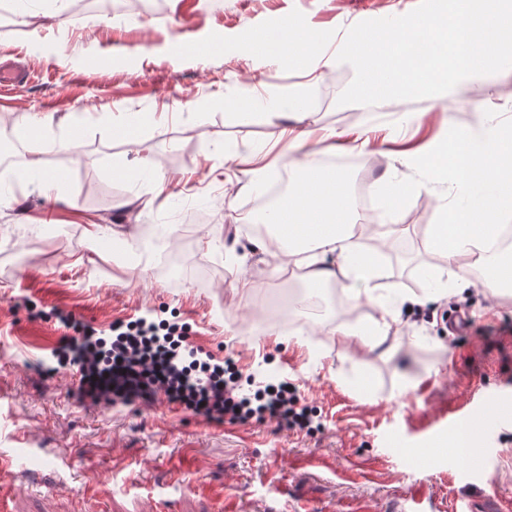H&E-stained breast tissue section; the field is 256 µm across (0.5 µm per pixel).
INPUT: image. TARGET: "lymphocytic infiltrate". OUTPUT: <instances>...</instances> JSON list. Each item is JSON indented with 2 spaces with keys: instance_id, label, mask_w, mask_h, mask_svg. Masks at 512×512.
<instances>
[{
  "instance_id": "lymphocytic-infiltrate-1",
  "label": "lymphocytic infiltrate",
  "mask_w": 512,
  "mask_h": 512,
  "mask_svg": "<svg viewBox=\"0 0 512 512\" xmlns=\"http://www.w3.org/2000/svg\"><path fill=\"white\" fill-rule=\"evenodd\" d=\"M56 318L68 331L57 349L58 363L76 367L80 396L133 403L161 392L169 403L218 422L271 417L290 429L311 427L313 410L301 403L290 383L278 382L252 398L239 395L235 364L198 359L183 325L117 321L105 334L69 313H57Z\"/></svg>"
}]
</instances>
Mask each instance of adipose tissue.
Segmentation results:
<instances>
[{
	"instance_id": "ef3b65f1",
	"label": "adipose tissue",
	"mask_w": 512,
	"mask_h": 512,
	"mask_svg": "<svg viewBox=\"0 0 512 512\" xmlns=\"http://www.w3.org/2000/svg\"><path fill=\"white\" fill-rule=\"evenodd\" d=\"M270 40L300 68L317 46L318 33L304 26L296 32H273ZM442 140V146L431 151V168L451 174L476 198L428 225L427 235L453 278L466 280L471 269L482 267L484 287L497 292L503 284H512V263L488 264L483 244L496 232V214L512 210V124L502 122L498 113L485 112L476 128H447ZM354 222L344 183L316 164L305 167L269 217L270 234L284 254L307 255L310 287L338 283L352 294H368L380 275L381 253L363 250L354 240ZM330 254L335 257L331 263L326 260Z\"/></svg>"
}]
</instances>
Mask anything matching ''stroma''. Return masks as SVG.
Here are the masks:
<instances>
[{
	"label": "stroma",
	"instance_id": "1",
	"mask_svg": "<svg viewBox=\"0 0 512 512\" xmlns=\"http://www.w3.org/2000/svg\"><path fill=\"white\" fill-rule=\"evenodd\" d=\"M419 0H163L160 13H80L71 0H21L17 21L0 29V65L26 70L29 82L0 97L18 148L40 158L37 183L61 176L48 197L4 185L17 201L0 209V455L20 460L21 476L0 493L11 512H214L215 495L233 485L236 512H409L422 489L439 512L462 499L498 497L512 512V296L470 287L457 291L425 227L464 193L448 180L434 194H410L395 211L381 204L383 177L412 186L426 168L397 161L426 146L447 125L467 129L489 110L512 118V68L468 79L442 103L417 100L399 112L338 105L350 65L335 62L347 30L397 16ZM68 14L63 29L44 27L45 13ZM312 25L319 47L307 67L258 48L256 36ZM209 46L206 54L198 46ZM96 58V70L85 66ZM297 113L285 116L284 102ZM76 114L78 128L66 115ZM139 114L136 143L112 132ZM41 119L40 138L28 135ZM310 131L308 147L280 159L282 131ZM336 131V156L348 157L354 134L371 141L374 160L362 174L377 203L381 276L373 297L331 285L309 292L289 280L275 254L252 252L251 204L306 162L316 141ZM255 151L228 161L225 146ZM148 158L169 188L153 196L137 173L116 163ZM154 197L144 209L136 197ZM209 220L182 231L181 219ZM132 233L133 249L111 235L90 242V223ZM163 227L161 243L142 227ZM247 276L250 289L237 288ZM422 304L401 308L387 342L369 349L362 335L379 304L401 295ZM106 330L118 320L146 318L188 326L203 356L232 359L241 392L288 380L316 411L317 429L290 430L274 420L216 422L169 403L96 405L77 396L79 375L48 374L65 333L55 312ZM462 314L467 335L450 320ZM347 335H337V328ZM497 400L506 412L477 435L489 467L466 475L453 448L456 421L473 406ZM200 473L201 489L173 478L177 467Z\"/></svg>",
	"mask_w": 512,
	"mask_h": 512
}]
</instances>
